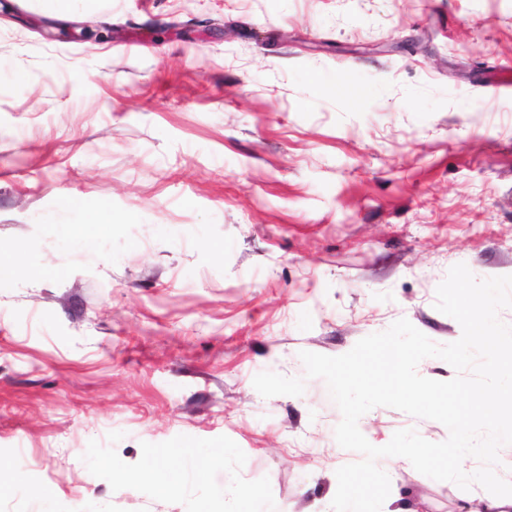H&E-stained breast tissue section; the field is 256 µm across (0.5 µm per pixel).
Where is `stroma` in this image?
I'll return each mask as SVG.
<instances>
[{"label": "stroma", "mask_w": 512, "mask_h": 512, "mask_svg": "<svg viewBox=\"0 0 512 512\" xmlns=\"http://www.w3.org/2000/svg\"><path fill=\"white\" fill-rule=\"evenodd\" d=\"M75 199L112 213L94 247ZM18 248L0 512H332L361 455L300 352L401 318L454 342L449 269L512 276V0H0V260ZM358 426L448 437L389 407ZM378 465L382 512L486 495Z\"/></svg>", "instance_id": "stroma-1"}]
</instances>
